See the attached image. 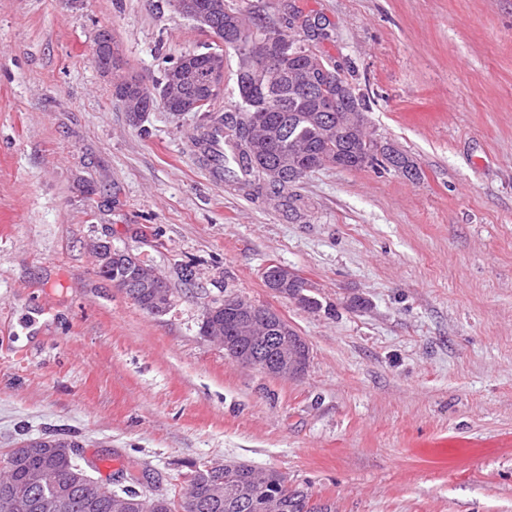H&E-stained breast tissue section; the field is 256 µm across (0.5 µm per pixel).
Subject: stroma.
<instances>
[{
	"label": "stroma",
	"instance_id": "35a3bbf8",
	"mask_svg": "<svg viewBox=\"0 0 512 512\" xmlns=\"http://www.w3.org/2000/svg\"><path fill=\"white\" fill-rule=\"evenodd\" d=\"M231 2L331 59L418 178L329 168L248 196L197 113L131 125L93 61L108 30L151 87L210 43L169 0H0V455L61 428L90 476L150 494L236 461L336 512H512V0ZM100 237L158 269L169 313L98 276ZM271 264L321 311L267 288ZM227 294L306 339L302 377L200 336Z\"/></svg>",
	"mask_w": 512,
	"mask_h": 512
}]
</instances>
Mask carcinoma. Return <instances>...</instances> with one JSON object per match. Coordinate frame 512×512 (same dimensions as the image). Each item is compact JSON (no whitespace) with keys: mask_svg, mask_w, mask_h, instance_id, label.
Returning a JSON list of instances; mask_svg holds the SVG:
<instances>
[{"mask_svg":"<svg viewBox=\"0 0 512 512\" xmlns=\"http://www.w3.org/2000/svg\"><path fill=\"white\" fill-rule=\"evenodd\" d=\"M240 15L241 27L251 25L241 11L234 8L212 11L213 23L224 29V45L214 44L203 52L189 51L169 62L163 77L153 91L139 92L127 97L119 91L113 97L127 112L132 125L141 123L157 101L163 97L173 102V111L189 97L209 98L207 88L197 77L215 68L224 67V52L232 49L238 57L236 80L241 99L249 111L258 114L259 128L250 126L240 116L214 113L216 99L210 98L208 110L201 119L209 125L208 151L220 163L222 173L232 177L240 188L260 193L264 190L280 196L295 185L291 177L328 168L360 169L390 167L405 177L418 176L416 166L399 151L394 155L379 150L380 142L369 131L366 106L362 97L350 93L340 99L332 112H319L316 99L336 94V87L314 88L300 93L291 86L293 75L305 69L318 51L300 36L275 28L272 33L278 48L266 55L240 36L237 29L228 28L227 12ZM320 55V54H318ZM322 62L336 68L325 55ZM180 67L191 80L175 88L169 71ZM252 135L262 140L253 153L241 148V141ZM229 147L231 155L218 150L219 144ZM223 305L213 318L199 326L202 336L242 335L241 318L234 301L215 300ZM59 433L49 432L45 438L61 449L59 457L16 456L10 449L0 469V512H330L331 506L311 502L308 489L286 487L287 477L273 469L258 471L250 468L238 471L232 464L210 469H197L191 475L185 495L179 499L165 496L157 502L153 496L138 489L139 479L120 490L101 485L95 489L93 500L87 499L88 485L96 479L74 461L71 444L58 441ZM251 485L243 505L226 506L225 489L242 483Z\"/></svg>","mask_w":512,"mask_h":512,"instance_id":"carcinoma-1","label":"carcinoma"}]
</instances>
